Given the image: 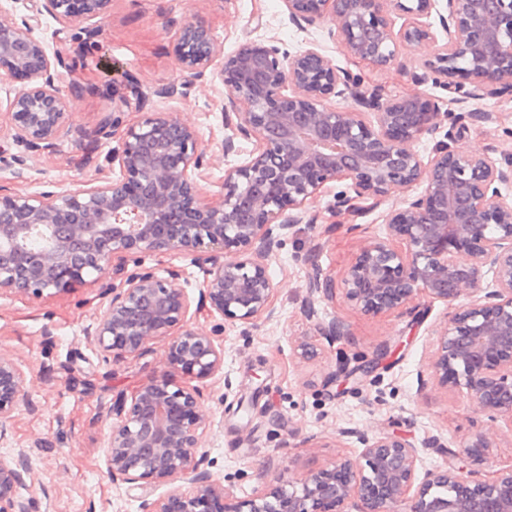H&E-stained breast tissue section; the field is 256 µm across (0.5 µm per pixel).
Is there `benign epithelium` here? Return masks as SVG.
Instances as JSON below:
<instances>
[{"label":"benign epithelium","instance_id":"1","mask_svg":"<svg viewBox=\"0 0 512 512\" xmlns=\"http://www.w3.org/2000/svg\"><path fill=\"white\" fill-rule=\"evenodd\" d=\"M35 14L14 18L0 3V77L26 86L7 101L9 125L22 148L7 165L24 178L31 154L54 145L68 120L60 82L70 66L34 35L40 16L63 32L79 19L101 18L111 0H39ZM297 27L329 23L327 36L377 68L398 62L401 47L426 43L431 52L416 85L432 81L448 103L493 99L512 92V0H282ZM408 22L391 27L389 14ZM437 15L444 36L427 18ZM173 52L189 79L215 62L234 96L224 122V157L239 153L234 138L252 144L247 157L224 168L219 197L202 192L209 165L195 128L175 115L146 112L121 127L104 121L116 140L96 163L98 184L56 193H0V291L39 297L84 282L90 270L112 268L114 284L87 330L99 351L141 356L163 342L168 373L112 398L106 473L114 483L146 491L179 483L143 500L142 512H512V467L491 475L468 468L489 438L478 433L448 449V464L421 470L419 449L390 432L364 436L363 464L341 457L296 481L261 471L262 487L239 498L204 468L201 436L211 421L200 411L198 382L224 368V344L190 326L191 310L206 309L224 329L276 319L268 260L297 224H314L308 205L327 184L348 181L336 211L377 206L398 188L422 191L385 215V232L365 239L341 278L342 290L367 315L402 309L418 299L450 312L438 331L431 375L464 386L477 409L512 427V164L455 147L461 117L413 92L390 98L336 66L314 43L293 53L272 39H246L229 55L204 25L188 21ZM142 107L172 98V84L149 95L130 81ZM349 97L354 105L336 106ZM451 126L429 155L416 144ZM220 250L224 261L210 255ZM174 253L202 266L193 300L179 273L128 271L127 258ZM305 317L324 336L349 335L339 318L325 322L316 304L336 293V279L318 266L307 278ZM466 295L468 301L458 299ZM184 382L172 379L173 373ZM23 373L0 353V425L28 399ZM27 454L0 461V512H30L19 493Z\"/></svg>","mask_w":512,"mask_h":512}]
</instances>
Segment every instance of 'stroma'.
Masks as SVG:
<instances>
[{
  "instance_id": "stroma-1",
  "label": "stroma",
  "mask_w": 512,
  "mask_h": 512,
  "mask_svg": "<svg viewBox=\"0 0 512 512\" xmlns=\"http://www.w3.org/2000/svg\"><path fill=\"white\" fill-rule=\"evenodd\" d=\"M190 20L202 21L228 53L246 39L275 37L291 52L314 40L336 66L385 95L417 89L436 102L447 97L429 83L414 87L408 77L420 70L428 45L403 47L400 67L379 69L329 41L326 23L297 29L281 0H112L98 22L99 34L90 39L77 24L57 33L56 22L42 16L36 36L74 62L73 74L61 84L69 120L56 144L36 157L28 182H14L0 171V188L72 191L94 179L92 159L109 148L96 132L112 113L113 95L127 97L121 107L124 123L141 117L137 99L126 94L131 77L147 92L184 84L183 94L157 100L156 108L176 113L198 131L212 155L202 188L217 195L224 181L223 107L232 90L212 71L184 82L171 37ZM478 106L499 119L466 120L458 148L499 164L512 161V94ZM340 189L328 184L309 204L316 223L297 225L269 260L279 321L247 331L225 330L221 319L204 312L192 321L197 332L231 336L222 373L202 382L200 409L212 421L201 439L209 450L208 471L243 497L260 488L258 473L265 462L293 481L342 454L359 460L360 434L392 430L420 448L427 468L444 463L443 449L461 448L480 431L491 437L492 446L472 469L486 473L511 466L512 430L480 413L466 388L446 389L430 376L436 333L447 312L444 303L429 304L422 318L413 308L371 316L337 292L319 305L323 320L338 317L350 328L349 336L334 341L305 318L311 266L342 276L360 240L382 234L384 215L410 195L397 189L377 208L340 214L335 210ZM140 267L162 277L180 271L179 284L193 298L203 281L201 270L178 255L147 253ZM111 278L108 272L90 274L66 292L40 297L0 293V352L21 368L30 402L0 432V460L11 461L16 449H26L30 473L21 495L31 501L32 512H142L140 491L108 478L103 446L113 396L161 375L164 356L158 346L140 357L103 362L86 328L102 302L101 285ZM371 361L377 364L371 376L340 381L342 370ZM228 380L233 383L229 395L224 392Z\"/></svg>"
}]
</instances>
